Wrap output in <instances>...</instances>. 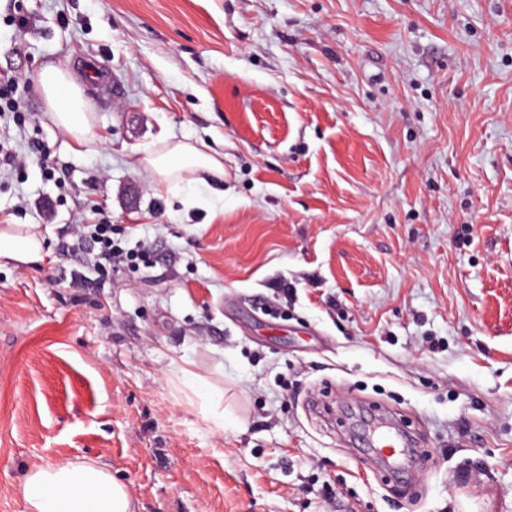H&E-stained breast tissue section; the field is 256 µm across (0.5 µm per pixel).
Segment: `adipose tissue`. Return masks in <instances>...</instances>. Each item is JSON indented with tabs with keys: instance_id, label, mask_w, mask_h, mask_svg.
I'll return each mask as SVG.
<instances>
[{
	"instance_id": "ef3b65f1",
	"label": "adipose tissue",
	"mask_w": 512,
	"mask_h": 512,
	"mask_svg": "<svg viewBox=\"0 0 512 512\" xmlns=\"http://www.w3.org/2000/svg\"><path fill=\"white\" fill-rule=\"evenodd\" d=\"M38 85L50 109L49 118L77 142H84L94 126V114L76 80L48 67ZM139 163L157 189L173 191L188 185L223 180L224 158L187 141L163 140L145 150ZM43 238L17 224L0 226V261L19 266L42 259ZM27 512H133L126 487L111 470L97 463L60 461L29 471L20 486Z\"/></svg>"
}]
</instances>
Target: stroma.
Masks as SVG:
<instances>
[{"mask_svg": "<svg viewBox=\"0 0 512 512\" xmlns=\"http://www.w3.org/2000/svg\"><path fill=\"white\" fill-rule=\"evenodd\" d=\"M8 79L0 142L57 179L0 170V225L46 248L0 264V512L66 460L137 512H512V0H0ZM172 135L224 157L186 203L139 164ZM104 214L155 262L96 288L57 243ZM369 402L429 452L409 481ZM38 85L48 102L53 124L75 141L84 142L94 126V112L76 80L59 68L47 67L39 73ZM405 446L406 442L402 437L397 436L394 438L385 434L379 436L378 445L376 446L378 448L377 456L379 462L388 464L387 469L396 474L400 464L399 457L412 449L404 448Z\"/></svg>", "mask_w": 512, "mask_h": 512, "instance_id": "stroma-1", "label": "stroma"}]
</instances>
